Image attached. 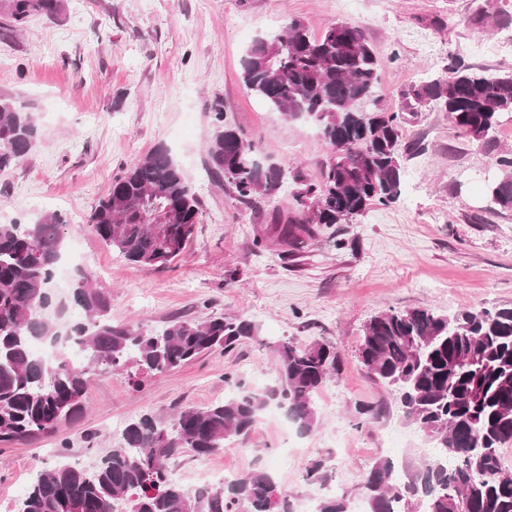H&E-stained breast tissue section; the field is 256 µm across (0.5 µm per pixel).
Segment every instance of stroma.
I'll return each mask as SVG.
<instances>
[{"instance_id": "1", "label": "stroma", "mask_w": 512, "mask_h": 512, "mask_svg": "<svg viewBox=\"0 0 512 512\" xmlns=\"http://www.w3.org/2000/svg\"><path fill=\"white\" fill-rule=\"evenodd\" d=\"M478 2L358 0L345 11L339 0H65L60 14L21 23L0 10V95L33 112L42 131L22 163L0 172V223L64 213L65 243L97 263L95 283L111 298L113 323L155 331L174 318L202 321L218 312L247 317L259 329L231 352L214 349L137 387L118 374L91 377L82 413L53 433L0 444V512H13L45 456L93 462L141 414L166 418L223 400L228 371L250 388L273 383L285 340L326 343L340 358L339 373L316 400L318 429L303 436L285 415L260 419L240 452L203 462L182 454L173 464L179 482L192 489L211 469L243 474L266 466L282 499L314 502L318 488L305 472L319 459L325 482L358 512L361 486L378 460L394 459L416 477L417 433L395 388L366 375L359 344L365 323L390 309L512 307V212L488 207L487 156L457 133L447 113L425 110L402 130L403 141L426 147L403 164V181L414 191L293 249L266 234L289 190L243 204L209 172L210 112L222 103L226 123L255 144L264 165L318 179L330 152L317 130L284 122L241 81L253 39L281 32L294 18L316 34L336 21L361 26L383 60L378 88L395 111L402 92L439 72L449 56L512 69V45L482 60L472 54L473 44L497 39L468 23ZM425 42L434 45L433 56L422 52ZM160 145L171 149L200 201V222L166 270L126 261L85 228L120 168ZM261 236L266 248L258 251L253 240ZM229 269L239 271L237 282H225ZM361 403L382 414L359 428Z\"/></svg>"}]
</instances>
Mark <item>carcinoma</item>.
<instances>
[{
	"instance_id": "obj_1",
	"label": "carcinoma",
	"mask_w": 512,
	"mask_h": 512,
	"mask_svg": "<svg viewBox=\"0 0 512 512\" xmlns=\"http://www.w3.org/2000/svg\"><path fill=\"white\" fill-rule=\"evenodd\" d=\"M20 22L31 13L55 15L64 0H9ZM468 21L498 32L512 28V9L480 5ZM381 60L363 29L343 21L319 36L298 18L283 32L256 38L242 59L245 88L286 122L304 119L331 150L317 181L293 172L296 188L288 211L271 220L276 239L297 248L314 228L347 224L402 194L401 157L422 152L402 143L410 117L431 106L448 113L454 127L488 155L495 177L486 185L489 208L512 212V151L496 136L512 115V71L496 72L448 57L440 72L401 94L391 112L380 101ZM209 166L224 177L236 199L278 192L285 173L263 166L253 145L227 124L221 103L211 112ZM33 113L0 97V172L19 164L40 144ZM192 184L170 150L158 146L121 169L87 218L91 232L127 261L166 269L181 255L200 223ZM69 222L60 212L0 224V442L55 430L84 409L88 373H117L134 385L180 367L217 347L233 351L257 336L250 319L213 315L203 321L173 319L160 333L107 317L110 296L93 287L90 271L54 296ZM69 308L82 316L69 323L67 339L82 350L80 362L41 358L37 341L60 340V318ZM360 362L369 377L401 393L407 424L424 435L435 455L424 461L420 483L405 484L391 459L379 460L362 485L367 512H414L412 496L427 497L423 512H454L465 493L470 512H512V469L502 447L512 442V307H480L454 314L431 308L389 310L363 329ZM278 381L247 388L231 372L236 391L202 408H182L168 419L144 414L126 424L123 443L87 469L61 465L36 475L17 512H292L263 466L219 486L190 493L172 477L171 462L184 452L199 461L245 438L265 410L286 412L299 433L318 424L315 400L339 371L335 348L290 340L277 348ZM314 512H348L345 497L321 496Z\"/></svg>"
}]
</instances>
